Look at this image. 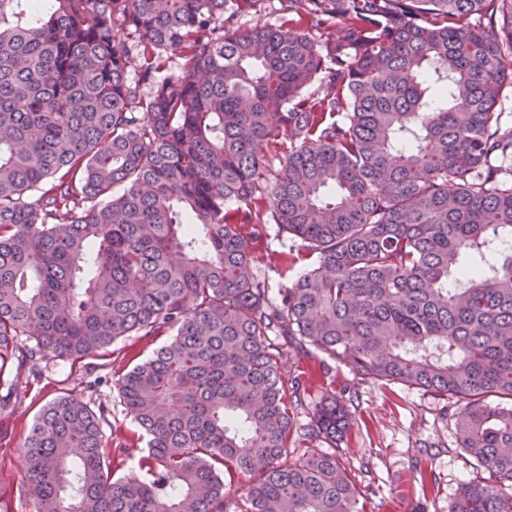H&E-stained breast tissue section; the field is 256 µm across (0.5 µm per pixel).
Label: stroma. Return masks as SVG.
<instances>
[{
    "label": "stroma",
    "instance_id": "35a3bbf8",
    "mask_svg": "<svg viewBox=\"0 0 512 512\" xmlns=\"http://www.w3.org/2000/svg\"><path fill=\"white\" fill-rule=\"evenodd\" d=\"M309 263L296 241L273 225L255 252V269L273 298ZM163 342L160 336L120 338L97 357L93 375L84 364L46 359L41 379L29 381L16 401L0 408V512H33L22 446L35 416L52 399L78 395L91 406H108L112 414L103 431L109 442L136 433L116 383ZM283 371L287 379H301L311 389L297 425L309 422L326 392L346 403L351 425L341 463L360 490L363 512H451L462 485L483 478V471L456 442L455 422L464 399H442L419 388L361 379L347 365L323 367L315 353L297 348L284 359Z\"/></svg>",
    "mask_w": 512,
    "mask_h": 512
}]
</instances>
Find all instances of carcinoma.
I'll return each instance as SVG.
<instances>
[{"label": "carcinoma", "instance_id": "carcinoma-1", "mask_svg": "<svg viewBox=\"0 0 512 512\" xmlns=\"http://www.w3.org/2000/svg\"><path fill=\"white\" fill-rule=\"evenodd\" d=\"M259 2L0 0V372L167 337L117 381L139 475L112 476L105 407L56 398L23 445L35 512H360L349 409L327 394L297 431L290 343L465 398L488 478L452 512H512V0H278L290 23L237 25ZM262 214L315 257L275 300ZM297 433L327 447L292 463ZM232 468L259 473L237 498Z\"/></svg>", "mask_w": 512, "mask_h": 512}]
</instances>
